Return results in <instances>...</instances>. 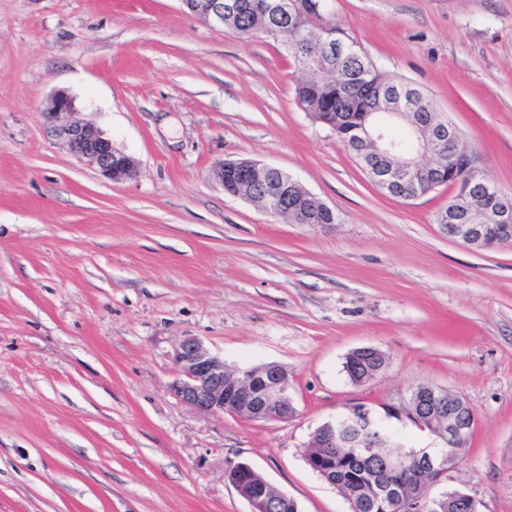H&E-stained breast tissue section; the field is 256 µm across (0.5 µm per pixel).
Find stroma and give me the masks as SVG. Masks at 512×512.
I'll return each instance as SVG.
<instances>
[{
  "mask_svg": "<svg viewBox=\"0 0 512 512\" xmlns=\"http://www.w3.org/2000/svg\"><path fill=\"white\" fill-rule=\"evenodd\" d=\"M383 72L426 91L512 198V0H330ZM271 38L180 0H0V512H250L243 462L299 512H350L306 464L346 406L420 384L478 421L447 489L512 512V244L443 233L441 188L382 192L298 103ZM137 163L115 184L53 136V95ZM280 168L336 213L291 224L228 195L227 159ZM195 336L227 365L277 363L288 420L213 417L172 394ZM374 347L383 375L351 384ZM359 348L352 351L345 360L344 371L351 383L362 385L381 366L385 356L379 350H362ZM387 362L383 363L380 370H384Z\"/></svg>",
  "mask_w": 512,
  "mask_h": 512,
  "instance_id": "obj_1",
  "label": "stroma"
}]
</instances>
